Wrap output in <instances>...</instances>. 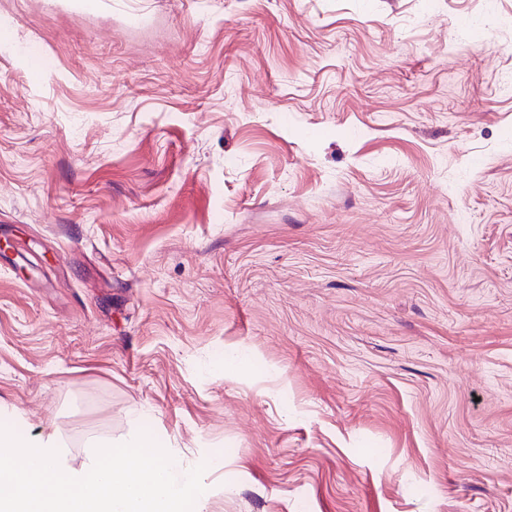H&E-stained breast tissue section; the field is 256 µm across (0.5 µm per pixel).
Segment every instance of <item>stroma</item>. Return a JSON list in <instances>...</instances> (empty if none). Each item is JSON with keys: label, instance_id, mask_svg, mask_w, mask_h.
<instances>
[{"label": "stroma", "instance_id": "obj_1", "mask_svg": "<svg viewBox=\"0 0 512 512\" xmlns=\"http://www.w3.org/2000/svg\"><path fill=\"white\" fill-rule=\"evenodd\" d=\"M0 420L512 512V0H0Z\"/></svg>", "mask_w": 512, "mask_h": 512}]
</instances>
